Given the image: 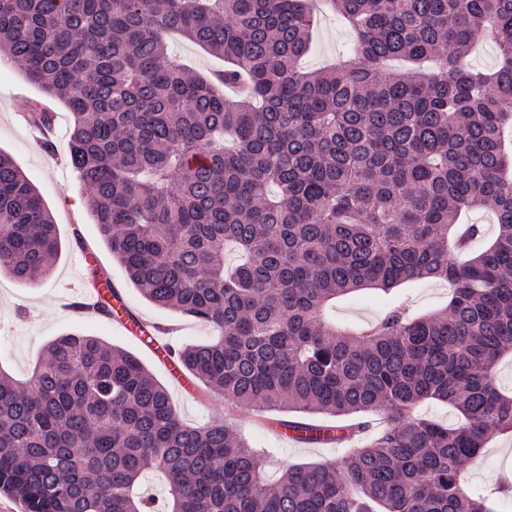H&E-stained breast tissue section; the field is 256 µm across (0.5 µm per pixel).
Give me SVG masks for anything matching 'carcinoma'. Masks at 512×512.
<instances>
[{
	"label": "carcinoma",
	"mask_w": 512,
	"mask_h": 512,
	"mask_svg": "<svg viewBox=\"0 0 512 512\" xmlns=\"http://www.w3.org/2000/svg\"><path fill=\"white\" fill-rule=\"evenodd\" d=\"M313 0H0V57L73 116L70 165L102 240L150 302L215 336L174 354L239 408L305 440L383 431L338 462L266 481L263 456L221 423L184 424L137 357L67 333L31 375L0 370V494L22 512H495L512 477L462 480L512 434V0H329L357 39L348 64L302 71ZM492 27L501 63L465 65ZM176 31L224 59L209 79L172 54ZM489 207L484 248L470 211ZM233 244L242 260L227 266ZM57 224L0 150V273L30 285ZM451 287L417 315L391 303L339 328L333 299L404 281ZM448 404L446 427L416 412ZM164 480V505L141 492Z\"/></svg>",
	"instance_id": "cac0c4a2"
}]
</instances>
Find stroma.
<instances>
[{"label": "stroma", "instance_id": "stroma-1", "mask_svg": "<svg viewBox=\"0 0 512 512\" xmlns=\"http://www.w3.org/2000/svg\"><path fill=\"white\" fill-rule=\"evenodd\" d=\"M355 35L346 23L330 11H322L313 31V45L304 58L309 68L342 62ZM40 90L30 84L20 65L0 62V150L15 159L35 185L45 206L59 227L61 252L52 274L35 284L23 286L9 277H0V368L12 376L24 377L41 356L46 343L56 336L80 331L97 336L133 353L162 384L170 379L163 365L135 337L100 317L65 310L64 299L89 288L99 275H106L118 287L123 299L143 317L171 326L168 338L174 346L202 343L211 336L208 326L194 322L148 301L127 279L122 265L103 243L88 206V193L78 182L69 163L68 131L71 114L61 103H53L57 134L52 151L33 142L30 128L20 113L29 102L41 99ZM87 248L95 263L80 267L75 254ZM410 305L420 312H433L448 303V286L442 282H407L399 286ZM386 303L380 291L366 289L337 298L327 316L341 325L365 324L377 320ZM171 401L181 419L190 425L220 422L238 432L251 446L267 450L271 458L264 470L276 481L281 470L297 463L337 461L345 453L341 447L292 446L259 425L261 418H277V411L244 412L210 392L186 399L172 394ZM482 462L467 466L466 478L475 486H489L501 475L512 472V435L493 437Z\"/></svg>", "mask_w": 512, "mask_h": 512}]
</instances>
